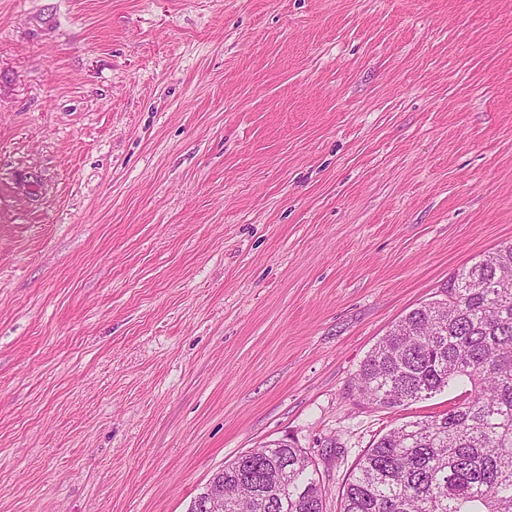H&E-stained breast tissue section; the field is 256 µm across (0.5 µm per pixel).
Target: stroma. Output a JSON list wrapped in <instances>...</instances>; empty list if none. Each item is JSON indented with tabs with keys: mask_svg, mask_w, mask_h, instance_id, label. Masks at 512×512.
Wrapping results in <instances>:
<instances>
[{
	"mask_svg": "<svg viewBox=\"0 0 512 512\" xmlns=\"http://www.w3.org/2000/svg\"><path fill=\"white\" fill-rule=\"evenodd\" d=\"M512 244V0H0V512H188Z\"/></svg>",
	"mask_w": 512,
	"mask_h": 512,
	"instance_id": "1",
	"label": "stroma"
}]
</instances>
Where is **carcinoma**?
I'll use <instances>...</instances> for the list:
<instances>
[{"label": "carcinoma", "mask_w": 512, "mask_h": 512, "mask_svg": "<svg viewBox=\"0 0 512 512\" xmlns=\"http://www.w3.org/2000/svg\"><path fill=\"white\" fill-rule=\"evenodd\" d=\"M464 380L448 412L381 435L343 487L339 512H512V245L454 277L448 298L410 310L353 378L369 404L396 407ZM224 512H325L305 449L278 441L224 464Z\"/></svg>", "instance_id": "cac0c4a2"}]
</instances>
